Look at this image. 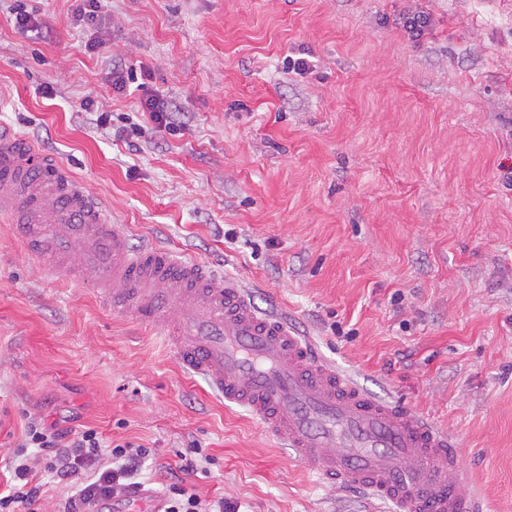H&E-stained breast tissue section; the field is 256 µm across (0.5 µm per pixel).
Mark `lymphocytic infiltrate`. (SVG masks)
Wrapping results in <instances>:
<instances>
[{"instance_id": "obj_1", "label": "lymphocytic infiltrate", "mask_w": 512, "mask_h": 512, "mask_svg": "<svg viewBox=\"0 0 512 512\" xmlns=\"http://www.w3.org/2000/svg\"><path fill=\"white\" fill-rule=\"evenodd\" d=\"M150 451L130 442H105L100 432L86 427L63 431L30 416L25 440L13 457V482L0 491V512H39L42 487L33 473L44 469L58 480L73 484L75 492L62 512H107L113 500L130 503L141 484L137 476ZM196 460L182 456L178 468L167 469L162 477L163 512H224L223 499L202 502L187 489L183 476L196 469Z\"/></svg>"}]
</instances>
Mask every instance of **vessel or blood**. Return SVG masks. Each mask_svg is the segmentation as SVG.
Here are the masks:
<instances>
[{
  "label": "vessel or blood",
  "instance_id": "vessel-or-blood-1",
  "mask_svg": "<svg viewBox=\"0 0 512 512\" xmlns=\"http://www.w3.org/2000/svg\"><path fill=\"white\" fill-rule=\"evenodd\" d=\"M25 213L20 238L52 268L94 285L115 312L160 331L182 368L244 409L323 482L360 488L391 512H484L455 442L396 401L376 397L321 359L236 279L127 225L56 158L0 129V213Z\"/></svg>",
  "mask_w": 512,
  "mask_h": 512
}]
</instances>
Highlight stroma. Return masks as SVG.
Segmentation results:
<instances>
[{
    "mask_svg": "<svg viewBox=\"0 0 512 512\" xmlns=\"http://www.w3.org/2000/svg\"><path fill=\"white\" fill-rule=\"evenodd\" d=\"M0 0V127L130 227L239 280L319 356L446 429L512 512V0ZM434 24L395 28L413 7ZM305 57L316 68L290 71ZM127 87L115 90L112 69ZM176 103L177 131L144 114ZM112 114L102 129L86 95ZM135 123L136 148L117 138ZM31 415L150 448L239 512H386L321 486L158 334L54 272L0 215V485ZM16 4L11 11L15 15V25L23 32L38 31L39 23L36 18L37 8L25 3L27 0H14Z\"/></svg>",
    "mask_w": 512,
    "mask_h": 512,
    "instance_id": "stroma-1",
    "label": "stroma"
}]
</instances>
